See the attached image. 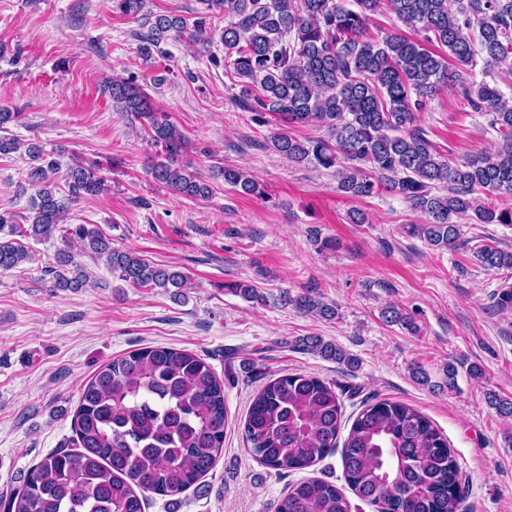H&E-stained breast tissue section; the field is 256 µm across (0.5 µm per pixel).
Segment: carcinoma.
I'll use <instances>...</instances> for the list:
<instances>
[{"instance_id":"obj_1","label":"carcinoma","mask_w":512,"mask_h":512,"mask_svg":"<svg viewBox=\"0 0 512 512\" xmlns=\"http://www.w3.org/2000/svg\"><path fill=\"white\" fill-rule=\"evenodd\" d=\"M206 11L224 13V68L240 87V107L267 124H314L328 137L299 140L282 131L270 148L295 163L336 169V192L348 197L382 193L401 197L427 217L409 232L437 249H454L459 220L512 224V101L494 83L471 80L503 67L512 71V0H388L389 9L417 38L396 31L378 39L369 22L382 0H203ZM146 0H112L124 16L150 25L138 54L153 59L163 40L187 29L179 15L144 14ZM447 48L448 57L427 45ZM457 90L473 112L488 116L502 137L491 152L451 164L433 147L419 114L443 88ZM110 95L121 111L147 119L159 149L153 179L172 194L202 199L210 186L178 163L184 135L131 78L112 81ZM31 165L22 192L32 191L31 224L22 230L0 211V273L33 261L13 236L46 241L64 233L83 251L105 259L112 275L139 287L184 296L186 277L129 250L92 224L65 225L71 206L100 194L105 177L75 165L57 183L59 164L30 142ZM224 183L243 194H261L243 170L224 168ZM488 270L512 267V253L483 246ZM51 287L81 288L87 274L68 249L58 250ZM284 301L305 314L332 318L336 310L313 291ZM387 322L416 329L389 307ZM304 350L338 363L355 359L317 336L298 340ZM343 406L335 389L317 376L295 372L269 380L252 399L244 423L252 455L288 473L314 466L338 449ZM224 382L201 356L185 349L147 346L104 365L83 386L73 418L75 449L34 465L22 487L5 501L6 512H144L142 492L174 497L196 485L224 450ZM347 485L381 512H461L464 490L447 438L413 407L380 400L364 406L341 448ZM276 512H351L343 491L323 479L289 486Z\"/></svg>"}]
</instances>
